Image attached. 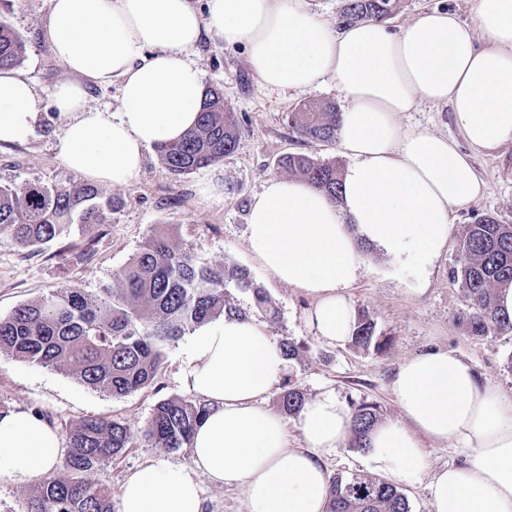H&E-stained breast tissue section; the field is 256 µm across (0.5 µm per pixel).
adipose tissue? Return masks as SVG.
<instances>
[{"label":"adipose tissue","instance_id":"1","mask_svg":"<svg viewBox=\"0 0 512 512\" xmlns=\"http://www.w3.org/2000/svg\"><path fill=\"white\" fill-rule=\"evenodd\" d=\"M47 34L70 76L53 90L64 121L55 148L66 167L119 187L151 147L179 140L198 119L202 72L190 54L203 36L245 49L269 88L305 91L331 81L343 95L339 143L351 163L339 201L306 182L273 177L251 203L246 246L279 282L314 305L309 321L331 345L349 338L347 290L369 246L420 272L441 254L454 208L484 188L455 141L402 130L397 116L449 105L475 149L512 142V0H477L473 23L434 7L399 29L384 22H320L304 0H50ZM484 37L477 46L476 37ZM115 81V111L89 106L87 83ZM35 84L0 70V142L26 140L38 121ZM183 387L209 406L191 462L149 460L125 480L119 512H204L200 476L244 486L247 512H324L323 457L344 447L351 413L324 393L306 402L291 447L284 419L265 407L290 362L257 319L223 318L181 349ZM392 390L401 419L374 427L369 468L404 482L426 467L420 437L471 448L466 462L428 484L432 512H512V398L479 381L446 350L405 361ZM56 429L38 413H0V483L52 472Z\"/></svg>","mask_w":512,"mask_h":512}]
</instances>
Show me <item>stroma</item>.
<instances>
[{
    "label": "stroma",
    "instance_id": "stroma-1",
    "mask_svg": "<svg viewBox=\"0 0 512 512\" xmlns=\"http://www.w3.org/2000/svg\"><path fill=\"white\" fill-rule=\"evenodd\" d=\"M475 2L399 0L389 23L405 25L436 6L448 7L468 22L474 16ZM49 10L50 0H11L9 6L0 8V22L13 28L26 44L19 69L34 81L40 99L33 135L22 143H0V185L68 186L83 181L56 156L63 121L51 104V93L68 72L53 56L45 34ZM191 58L200 67L205 85L223 88L224 99L238 119L241 134L235 151L207 167L176 176L162 164L156 149H149L139 174L129 184L100 186V193L118 198L120 206L109 223L93 231L72 224L54 242L30 248L17 246L9 233L0 231V317L63 286H78L92 296L102 286H119L120 272L144 241L166 231L201 262L213 267L243 266L266 289L279 312L269 326L271 334L304 346L289 372L305 398L330 391L348 406L366 400L376 403L381 420L398 419L401 410L393 396V379L403 362L431 349L455 352L483 383L512 397V333L471 337L463 322L469 303L450 280L466 225L484 216L512 224V142L473 152V170L485 184L484 193L452 211L448 244L424 273L423 292H408L409 275L400 271L391 256L371 247L364 249V265L349 294L355 313L369 314L378 332L388 338L387 348L362 350L348 342L330 346L308 321L312 300L276 280L251 258L246 230L254 197L269 178L284 176L280 165L284 155L304 153L318 161L349 165L339 143L299 140L288 124L289 112L296 109L324 104L340 109L345 101L330 82L304 92L265 87L251 72L243 48L212 38L204 39ZM398 123L406 130L426 129L456 141L462 138L454 113L445 105L401 113ZM180 349L177 341L166 347L153 386L120 398L94 391L66 372L0 353V413L34 411L49 420L62 438L70 427L90 417L110 418L140 431L157 401L186 394L179 380ZM420 446L427 468L400 489L411 512H431L427 485L432 475L464 463L469 451L425 437ZM148 459L186 465L190 455L185 448L169 450L140 441L94 471L91 479L119 493L126 477ZM200 484L205 512H247L244 487L219 485L205 477Z\"/></svg>",
    "mask_w": 512,
    "mask_h": 512
}]
</instances>
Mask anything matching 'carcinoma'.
I'll return each instance as SVG.
<instances>
[{
  "label": "carcinoma",
  "mask_w": 512,
  "mask_h": 512,
  "mask_svg": "<svg viewBox=\"0 0 512 512\" xmlns=\"http://www.w3.org/2000/svg\"><path fill=\"white\" fill-rule=\"evenodd\" d=\"M398 0H344L343 15L350 22L384 21ZM26 44L11 27L0 24V69L18 66ZM341 113L332 105L304 106L289 113L288 124L302 139L332 142ZM240 127L228 111L223 89L205 90L199 120L182 140L161 143L155 149L174 175L189 174L234 152ZM282 166L332 199L341 194V170L336 163L318 162L291 153ZM116 202H99L91 184L75 187L26 182L0 186V230L20 247L52 242L74 222L90 231L106 224ZM452 282L469 301L463 317L473 337L489 331L512 332V319L498 312L496 290L512 285V225L492 217L466 226ZM121 287L100 289L90 299L76 286H66L37 301L17 306L0 318V352L76 377L84 385L114 397H123L154 384L165 346L220 316L249 315L274 321L278 311L250 272L235 264L213 268L178 249L169 233L146 239L120 274ZM235 291L251 296L249 308L232 301ZM352 344L381 351L386 345L376 323L367 314L356 318ZM282 410L296 415L303 396L290 378L282 383ZM208 405L190 398L158 401L141 432L142 439L161 448L189 447L196 425ZM378 405L359 403L352 413L350 447L363 451L378 424ZM135 433L109 418L91 417L67 434L65 472L46 476L27 501L26 512H113L112 494L90 479V474L130 447ZM325 512H411L407 497L391 481L362 474L330 478Z\"/></svg>",
  "instance_id": "obj_1"
}]
</instances>
